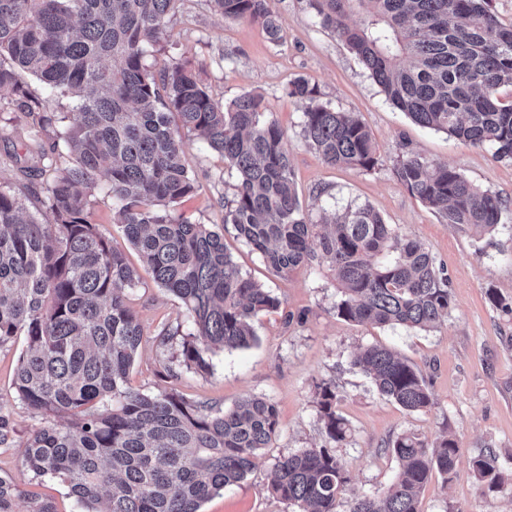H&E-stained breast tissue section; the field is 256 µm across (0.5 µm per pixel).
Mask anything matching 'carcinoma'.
Segmentation results:
<instances>
[{
  "mask_svg": "<svg viewBox=\"0 0 512 512\" xmlns=\"http://www.w3.org/2000/svg\"><path fill=\"white\" fill-rule=\"evenodd\" d=\"M182 0H0V100L37 115L25 157L44 177L39 210L0 186V348L26 337L14 376L18 400L44 424L24 444L34 480L66 484L85 512H200L213 494L244 481L278 429V408L247 397L232 408L187 400L175 388L144 393L127 384L143 327L127 303L140 276L90 219L91 192L105 176L121 231L178 298L191 324L164 377L210 372L209 354L258 340L254 320L276 311L272 291L243 273L224 245V231L259 253L271 272L325 262L341 289L337 316L358 325L431 330L448 318V278L435 258L368 205L315 220L300 204L285 148L287 130L264 98L243 92L226 104L194 67L173 60L156 72L149 49L166 35ZM225 19L260 24L282 40L272 0H209ZM412 122L512 160V26L491 0H309ZM360 22L352 21L354 16ZM42 82L35 97L22 74ZM287 94L304 103L301 133L332 166L366 171L379 162L372 136L351 112L318 99L305 78ZM74 102L75 122L52 102ZM177 116L179 124L172 123ZM56 127L45 146L40 131ZM224 157L236 176L224 201V224H195L177 204L195 191L182 131ZM394 173L446 223L482 236L500 224L502 202L445 163L415 153ZM354 365L377 393L408 412L432 405L424 379L382 345H367ZM318 412L327 444L281 456L272 492L301 512H337L350 477L336 457L349 425L336 392L321 388ZM69 417L60 426L55 418ZM12 413L0 405V447L14 444ZM386 451L396 479L379 496L355 500L349 512H420L433 472L453 473L460 448L404 433ZM478 479L503 489L491 451L473 460ZM20 486L0 475V512H18Z\"/></svg>",
  "mask_w": 512,
  "mask_h": 512,
  "instance_id": "cac0c4a2",
  "label": "carcinoma"
}]
</instances>
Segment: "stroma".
Instances as JSON below:
<instances>
[{
  "instance_id": "1",
  "label": "stroma",
  "mask_w": 512,
  "mask_h": 512,
  "mask_svg": "<svg viewBox=\"0 0 512 512\" xmlns=\"http://www.w3.org/2000/svg\"><path fill=\"white\" fill-rule=\"evenodd\" d=\"M273 8L285 35L280 45L269 42L260 25L225 20L208 0H183L169 23V41L176 53L193 61L214 98L227 103L245 91L263 95L268 111L288 129L286 148L306 210L370 205L434 255L452 294L448 319L431 331L346 322L336 315L340 290L326 264L302 265L288 277L276 276L229 230L224 234L228 252L244 273L279 297L281 306L257 318V344L214 356L212 373L183 371L178 378L161 379L162 362L178 349L179 341L171 339L162 347L156 336L162 328L187 325V314L179 299L142 270L138 253L116 222L108 181L102 177L92 198V221L111 246L141 270V283L128 304L145 336L128 383L144 393L172 386L189 400L221 408L250 396L276 403L279 426L271 447L261 451L243 482L206 500L200 512H297L296 506L271 492L273 465L282 455L324 445L316 404L317 388L323 384L335 389L337 411L350 427L346 441L336 449L350 477L338 512H348L356 498L382 493L394 480L398 466L386 448L404 433L428 442L447 433L460 448L451 478L445 481L436 474L426 485L421 512H512V494L487 491L472 470L473 459L491 451L504 479H512V315L494 303L499 297L512 304V161L413 123L387 101L345 44L319 25L308 0H273ZM301 77L316 85L321 102L356 113L366 125L380 155L373 170L330 166L306 144L300 127L302 105L286 93ZM22 140L23 131L11 112L1 111L0 183L18 192L29 186L30 178L7 153ZM185 142L197 185L179 209L195 223L222 224L224 201L232 196L235 178L223 157L193 134H186ZM406 152L448 164L499 196L505 209L497 230L478 237L445 224L395 176L394 164ZM370 344L392 349L415 367L432 394V407L410 413L377 394L369 378L351 363L354 349ZM26 346L20 336L0 349V405L12 412L18 430L13 446L0 448V473L26 492L19 512H27L32 499L52 502L56 512H81L66 485L30 478L23 442L41 426L42 418L20 403L13 388Z\"/></svg>"
}]
</instances>
